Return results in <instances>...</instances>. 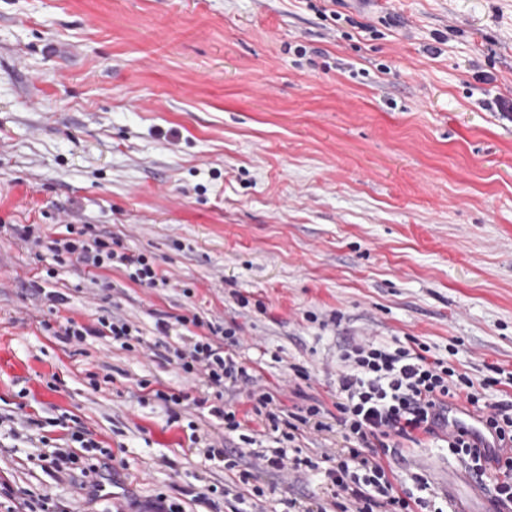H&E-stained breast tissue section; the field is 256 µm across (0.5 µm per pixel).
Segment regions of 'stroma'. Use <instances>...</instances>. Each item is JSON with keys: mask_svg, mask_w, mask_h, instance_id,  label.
<instances>
[{"mask_svg": "<svg viewBox=\"0 0 512 512\" xmlns=\"http://www.w3.org/2000/svg\"><path fill=\"white\" fill-rule=\"evenodd\" d=\"M511 90L512 0H0V225L90 224L172 281L63 267L53 313L44 262L0 232V512H339L319 466L345 445L344 348L416 336L472 374L511 370L512 113L488 107ZM189 310L235 329L273 411L322 403L327 430L287 440L250 416L251 389L224 393L230 433L138 403L206 396L155 329ZM112 316L143 344L52 332ZM78 430L95 446L57 472ZM279 448L301 466L268 468ZM392 467L448 512L487 508L445 442Z\"/></svg>", "mask_w": 512, "mask_h": 512, "instance_id": "stroma-1", "label": "stroma"}]
</instances>
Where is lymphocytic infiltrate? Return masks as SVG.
<instances>
[{
  "label": "lymphocytic infiltrate",
  "instance_id": "f902f5d3",
  "mask_svg": "<svg viewBox=\"0 0 512 512\" xmlns=\"http://www.w3.org/2000/svg\"><path fill=\"white\" fill-rule=\"evenodd\" d=\"M12 236L29 249L46 250L53 261L46 279H54L58 268L78 265L88 270L124 267L130 281L148 288H166L170 278L155 257L127 253L113 247L110 236L93 232L89 225L66 223L61 236L36 234L33 225H10ZM158 333L181 340L175 351L179 368L188 375L203 377L213 388L216 404L206 399H188L186 393L155 391L164 404L190 401L199 410L222 419L227 430L240 426L235 412L220 406L226 388L249 385L248 367L225 350L223 326L205 323L196 313L181 314L174 320L156 322ZM67 338L84 341L96 336L126 342L134 328L121 318H101L93 324L67 319ZM342 366L336 372L338 425L348 443L337 456L329 458L324 471L334 498L344 500L342 512H415L430 505L425 492L428 483L417 478L416 491L398 488L388 462L403 442L418 443L420 435L445 437L448 449L466 463L476 483L488 491L499 512H512V400L489 401L488 392L500 383L512 384V371L495 363L486 364V376L475 377L447 359L431 354L426 344L393 346L364 340L344 349ZM461 402L477 412L498 434L500 449L487 460L465 433L442 435L437 407Z\"/></svg>",
  "mask_w": 512,
  "mask_h": 512
}]
</instances>
